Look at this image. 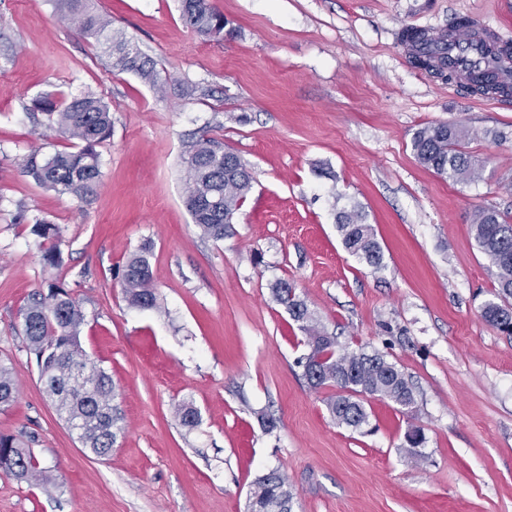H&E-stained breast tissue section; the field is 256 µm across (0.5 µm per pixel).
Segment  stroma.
Wrapping results in <instances>:
<instances>
[{
    "mask_svg": "<svg viewBox=\"0 0 512 512\" xmlns=\"http://www.w3.org/2000/svg\"><path fill=\"white\" fill-rule=\"evenodd\" d=\"M222 38L198 35L181 0H89L106 34L61 19L59 0H0V365L17 383L0 434L27 442L40 481L0 473V512H246L277 471L292 512H512V338L481 317L497 284L472 231L480 210L512 222V101L415 68L408 27L458 16L512 28V0H212ZM120 35L157 64L164 92L113 69ZM92 92L112 108L87 204L24 170L71 147L33 103ZM458 124L478 176L422 165L414 134ZM223 143L254 175L221 241L185 206L184 143ZM359 206L383 252L345 250L340 210ZM58 225L44 264L33 224ZM151 248L158 306L128 307L115 277ZM290 281L338 350L376 351L416 404L380 397L360 433L331 419L298 359L304 334L272 299ZM61 282L85 312L83 350L111 374L124 434L109 457L82 448L43 389L21 331L35 292ZM198 410L180 424L177 405ZM276 422L267 429L265 417ZM421 427L420 456L404 434Z\"/></svg>",
    "mask_w": 512,
    "mask_h": 512,
    "instance_id": "obj_1",
    "label": "stroma"
}]
</instances>
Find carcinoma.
Segmentation results:
<instances>
[{"label":"carcinoma","mask_w":512,"mask_h":512,"mask_svg":"<svg viewBox=\"0 0 512 512\" xmlns=\"http://www.w3.org/2000/svg\"><path fill=\"white\" fill-rule=\"evenodd\" d=\"M64 8L79 30L88 35L102 34L111 21L90 10L84 0H62ZM183 17L198 34L224 35V15L210 0H183ZM472 21L460 17L448 29L431 34L421 29L402 31L400 42L409 59L434 77H445L448 65L438 59L447 40L463 35ZM113 67L131 70L161 88L154 61L125 40L112 39ZM463 81L467 89L492 85L502 96H509L492 68L471 66ZM34 108L47 119V127L77 140V150L58 151L39 162L31 155L25 163L27 173L40 185L61 194H69L80 203H88L101 186V160L98 146L110 137V105L92 94L75 96L62 105L50 99L38 100ZM469 136L463 127L434 125L421 128L413 137L412 150L418 161L441 175L456 180H472L477 168L462 150ZM185 203L194 224L202 234L222 241L231 230L232 219L252 189L253 176L240 156L211 139L191 140L184 144ZM473 231L481 251L495 269L498 296L512 297V224L499 220L492 211L474 214ZM336 229L344 248L359 260L378 270L383 253L372 225L357 207L336 215ZM34 234L42 239L40 248L45 263L58 267L61 253L54 243L60 237L55 224L39 222ZM128 304L141 310L158 308L150 251L141 248L130 254L118 271ZM274 302L284 307L291 319L306 334L309 352L300 361L303 377L314 389L333 388L326 397V408L336 424L359 429L368 422L366 397L387 398L403 409L415 404L413 384L396 364L383 355L362 349L339 352L336 337L318 327L306 302L291 294V284L279 279L270 285ZM481 316L505 336H512V306L495 300L486 302ZM85 314L75 297L62 285H50L48 295L36 294L23 312V333L30 353L40 370L44 390L60 418L76 433L78 442L98 457H106L118 435L123 432L122 416L114 405L116 386L103 368L86 358L80 342ZM16 393L10 368L0 365V406L9 405ZM0 472L27 481L39 473V462L13 435L0 434ZM292 495L287 479L276 471L258 477L252 484L248 512H292Z\"/></svg>","instance_id":"carcinoma-1"}]
</instances>
